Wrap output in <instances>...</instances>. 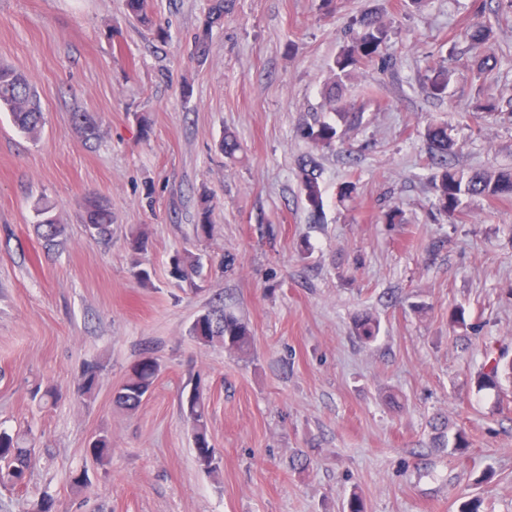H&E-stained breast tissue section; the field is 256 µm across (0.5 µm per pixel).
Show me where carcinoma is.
Listing matches in <instances>:
<instances>
[{
    "mask_svg": "<svg viewBox=\"0 0 512 512\" xmlns=\"http://www.w3.org/2000/svg\"><path fill=\"white\" fill-rule=\"evenodd\" d=\"M128 13L142 25H154L152 16L147 11V0H125ZM232 7V0H212L208 13L202 22L201 30L194 38V54L206 55L212 28L224 20ZM349 39L341 47L333 60L331 71L333 78L324 87V99L329 112L335 117L334 122H321L316 126L303 124L300 136L311 143L315 149H332L336 146L337 128L341 123L351 126L358 120L357 113L343 100L342 82L355 70L365 64H379L381 69L390 65L388 55L389 30L384 19L377 14H363L353 19L349 28ZM464 38L478 53L477 75L481 76L498 65V56L491 42L489 27L479 18H474L464 31ZM430 75L428 89L435 97L448 93V66L441 64L428 67ZM5 110L12 116L14 124L24 133L35 138L41 127V110L34 90L26 76L14 68L0 65V111ZM73 123L85 138L92 139L98 134L97 122L85 112H76ZM424 136L431 152V174L429 181L434 192L436 207L448 216V221L455 220L463 207V197L483 196L492 201L512 199V170L473 171L466 175L448 161L454 153L455 142L448 134V126L431 122L424 130ZM298 174L301 192L313 216L322 214L324 199L320 183L319 163L312 153L298 159ZM201 209L199 224L196 228L205 233L211 219L210 197L207 192L200 195ZM40 220L35 224L39 238L51 246L60 242L65 233V225L57 223L51 215V209L43 206L37 209ZM82 218L87 236L95 241L112 238V211L94 192L83 197ZM201 268L200 258L190 252L176 255L171 262V275L177 279H188ZM355 335L363 342L373 341L379 333L378 320L369 313L359 315L353 327ZM189 336L199 342L207 343L216 337L224 340V347L241 355L251 352L253 336L248 324L241 318L224 311L221 307H212L205 315L196 318L188 330ZM512 376V362L505 365L502 356L496 353L494 342L484 343L483 362L477 378L478 389H493L498 386L502 373ZM156 362L146 357L132 370L127 380L115 393V403L126 409L139 407L146 393L150 392L157 378ZM99 379V366L87 365L80 378L79 392L89 398L95 395ZM187 418L191 422L193 445L198 464L208 472L219 468V459L215 448L208 438V407L199 387L193 388L190 405L186 407ZM435 440L442 448L448 446L460 454L465 453L468 441L458 431L454 441H449L445 433V423L434 424ZM34 448L20 433H10L0 429V487L16 488L26 484L28 470L31 467ZM88 453L97 464L104 466L110 459L109 439L99 436L89 445Z\"/></svg>",
    "mask_w": 512,
    "mask_h": 512,
    "instance_id": "carcinoma-1",
    "label": "carcinoma"
}]
</instances>
